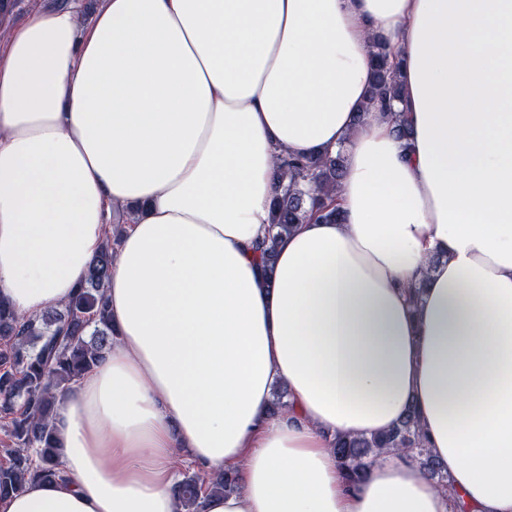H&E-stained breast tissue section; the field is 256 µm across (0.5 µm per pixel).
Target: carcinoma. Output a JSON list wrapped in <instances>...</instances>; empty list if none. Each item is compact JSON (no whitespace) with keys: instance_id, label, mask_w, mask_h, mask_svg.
Here are the masks:
<instances>
[{"instance_id":"carcinoma-1","label":"carcinoma","mask_w":512,"mask_h":512,"mask_svg":"<svg viewBox=\"0 0 512 512\" xmlns=\"http://www.w3.org/2000/svg\"><path fill=\"white\" fill-rule=\"evenodd\" d=\"M373 77L364 112L391 113L402 97L396 65L381 38L370 37ZM276 169L283 190L272 206L271 224L262 243L261 263L273 282L278 243L315 208L325 223L339 219L338 208L324 203L336 192L345 166L342 152L299 157L279 154ZM119 238L113 236L90 265L84 284L61 308L24 318L0 302V418L7 421V456L0 461V499L20 490L29 480H52L59 475V448L52 418L69 385L84 375L112 348V325L104 288L117 256ZM289 407L288 392H273L269 411L277 416ZM334 452L354 481L363 477L368 463L382 450L415 453L430 476L447 481L440 463L424 446L420 418L413 408L389 431L378 435L338 436ZM239 489L228 472L203 476L185 471L173 487L181 512H203L209 495H226Z\"/></svg>"}]
</instances>
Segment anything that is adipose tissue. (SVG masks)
<instances>
[{
	"label": "adipose tissue",
	"instance_id": "1",
	"mask_svg": "<svg viewBox=\"0 0 512 512\" xmlns=\"http://www.w3.org/2000/svg\"><path fill=\"white\" fill-rule=\"evenodd\" d=\"M373 32L405 139L357 118ZM340 150L342 221L296 225L266 281L277 152ZM113 235L115 341L54 419L66 477L0 512H180V462L238 480L204 512H512V0L27 14L0 44V301L64 306ZM411 405L447 485L395 452L350 484L336 436Z\"/></svg>",
	"mask_w": 512,
	"mask_h": 512
}]
</instances>
